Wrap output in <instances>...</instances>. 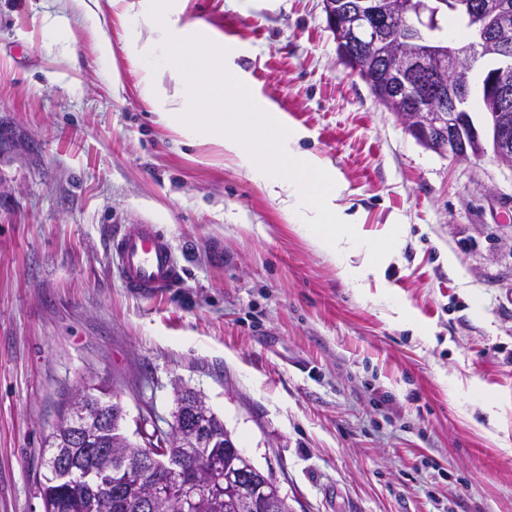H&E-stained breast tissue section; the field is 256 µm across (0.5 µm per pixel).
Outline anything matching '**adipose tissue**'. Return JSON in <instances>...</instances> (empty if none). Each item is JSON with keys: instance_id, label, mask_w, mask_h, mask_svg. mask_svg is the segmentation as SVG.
Here are the masks:
<instances>
[{"instance_id": "adipose-tissue-1", "label": "adipose tissue", "mask_w": 512, "mask_h": 512, "mask_svg": "<svg viewBox=\"0 0 512 512\" xmlns=\"http://www.w3.org/2000/svg\"><path fill=\"white\" fill-rule=\"evenodd\" d=\"M172 94L156 99L163 120L175 131L194 127L223 146L225 154L258 171L268 191H283L303 202L310 214L308 235L319 250L339 261L342 278L355 287L381 280V266L391 260L395 233L364 244L357 225L342 222L335 204L336 184L319 158L290 150L300 134L288 129L279 113L251 97L224 69L221 47L202 42L180 43L173 49ZM367 249L359 268L343 263V255Z\"/></svg>"}]
</instances>
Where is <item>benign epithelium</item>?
<instances>
[{"label":"benign epithelium","instance_id":"1","mask_svg":"<svg viewBox=\"0 0 512 512\" xmlns=\"http://www.w3.org/2000/svg\"><path fill=\"white\" fill-rule=\"evenodd\" d=\"M337 54L370 87L378 102L394 98L397 113L418 143L455 161L491 156L512 169V12L476 0H323ZM465 11L477 39L457 45L435 35L437 18ZM494 52L499 65L482 92L494 105L481 125L469 117L468 74L475 59ZM180 410L166 433L141 432L143 445L167 448L182 431L205 432L196 392H179ZM162 485L179 491L181 503L195 497L202 483L172 467Z\"/></svg>","mask_w":512,"mask_h":512}]
</instances>
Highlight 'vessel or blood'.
I'll use <instances>...</instances> for the list:
<instances>
[{
  "label": "vessel or blood",
  "mask_w": 512,
  "mask_h": 512,
  "mask_svg": "<svg viewBox=\"0 0 512 512\" xmlns=\"http://www.w3.org/2000/svg\"><path fill=\"white\" fill-rule=\"evenodd\" d=\"M112 251L118 258L123 288L141 296H155L179 286L183 269L173 245L154 224H134L116 233Z\"/></svg>",
  "instance_id": "vessel-or-blood-1"
}]
</instances>
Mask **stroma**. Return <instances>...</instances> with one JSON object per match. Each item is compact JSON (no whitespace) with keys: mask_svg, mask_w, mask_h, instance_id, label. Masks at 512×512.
<instances>
[{"mask_svg":"<svg viewBox=\"0 0 512 512\" xmlns=\"http://www.w3.org/2000/svg\"><path fill=\"white\" fill-rule=\"evenodd\" d=\"M129 2L98 0L100 33L80 0H0V512H44L43 440L87 384L129 436L202 393L294 512H512V170L421 146L322 0H169L154 31ZM185 39L301 131L366 240L401 225L386 287L352 288L304 207L160 119L142 74L172 88ZM146 221L186 269L166 296L127 293L111 251Z\"/></svg>","mask_w":512,"mask_h":512,"instance_id":"1","label":"stroma"}]
</instances>
